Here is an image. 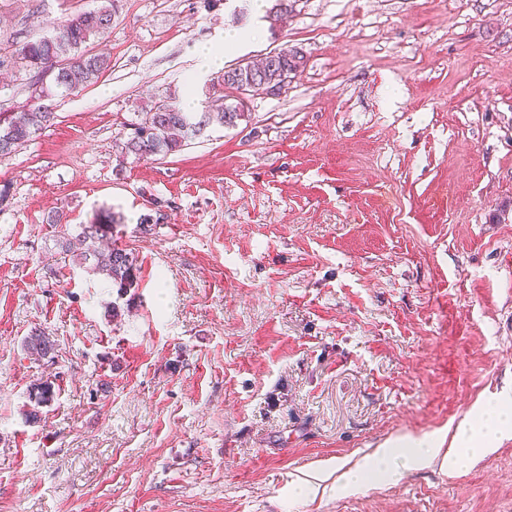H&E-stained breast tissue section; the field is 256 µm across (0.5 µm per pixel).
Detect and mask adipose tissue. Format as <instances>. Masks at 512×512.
<instances>
[{"label":"adipose tissue","instance_id":"ef3b65f1","mask_svg":"<svg viewBox=\"0 0 512 512\" xmlns=\"http://www.w3.org/2000/svg\"><path fill=\"white\" fill-rule=\"evenodd\" d=\"M439 445L440 441L435 436L410 435L397 439L392 447L376 449L374 457L394 474L438 458L443 459L449 468H458L463 462L462 455L456 454L452 449L445 453L441 452Z\"/></svg>","mask_w":512,"mask_h":512}]
</instances>
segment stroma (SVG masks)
Instances as JSON below:
<instances>
[{
	"mask_svg": "<svg viewBox=\"0 0 512 512\" xmlns=\"http://www.w3.org/2000/svg\"><path fill=\"white\" fill-rule=\"evenodd\" d=\"M101 3L0 0V53ZM228 28L225 64L304 71L122 154L155 104H221L191 74ZM86 49L111 69L0 159V512H512V0H113ZM59 210L109 220L136 286L59 264ZM489 420L510 436L457 470L374 467ZM24 349L31 355L40 359H53L55 357L56 343L51 336H46L41 330L32 331L23 340ZM433 435L405 436L397 439L392 448H377L374 458L394 475L414 466L437 459L443 448Z\"/></svg>",
	"mask_w": 512,
	"mask_h": 512,
	"instance_id": "obj_1",
	"label": "stroma"
}]
</instances>
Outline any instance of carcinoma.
<instances>
[{
    "mask_svg": "<svg viewBox=\"0 0 512 512\" xmlns=\"http://www.w3.org/2000/svg\"><path fill=\"white\" fill-rule=\"evenodd\" d=\"M112 24V0L100 7L72 15L55 33L23 44L10 56L0 55V70L25 69L39 75L38 81L51 75L50 84L42 86L36 101L20 112L0 119V158H6L27 144L40 131L51 126L55 113L42 104L43 98L67 96L98 80L110 68L104 55L88 54L83 47L104 34ZM304 55L293 49L269 52L261 63L235 64L224 71V88L233 93L231 101L216 112H184L175 103H157L143 113L122 143V152L137 159L176 152L185 142L212 124L235 127L248 119L244 96L263 90H282L284 72L298 73L304 68ZM63 213L48 216L57 228L56 245L67 265L84 266L103 276L119 289L130 288L137 279L135 252L116 242L103 244L100 224H80L76 233L62 224ZM24 349L40 359L55 357L56 343L41 330L23 340Z\"/></svg>",
    "mask_w": 512,
    "mask_h": 512,
    "instance_id": "carcinoma-1",
    "label": "carcinoma"
}]
</instances>
